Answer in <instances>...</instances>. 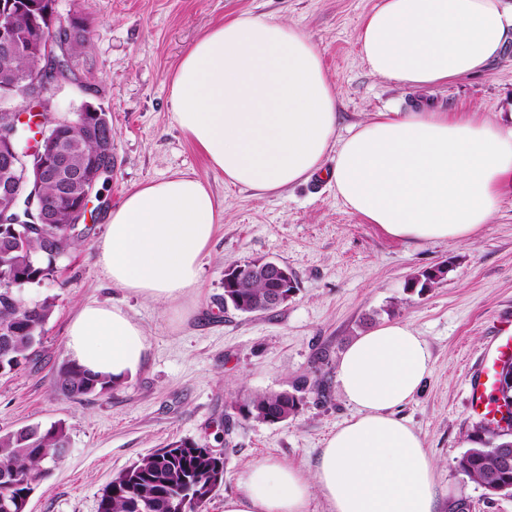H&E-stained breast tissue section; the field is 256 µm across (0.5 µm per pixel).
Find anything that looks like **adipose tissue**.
Listing matches in <instances>:
<instances>
[{
  "instance_id": "ef3b65f1",
  "label": "adipose tissue",
  "mask_w": 512,
  "mask_h": 512,
  "mask_svg": "<svg viewBox=\"0 0 512 512\" xmlns=\"http://www.w3.org/2000/svg\"><path fill=\"white\" fill-rule=\"evenodd\" d=\"M359 53L374 75L409 88L483 74L512 47V0H381L362 20ZM180 130L225 183L277 193L327 158L337 197L390 237L466 239L489 223L512 183V123L475 113L380 112L338 133V91L298 27L241 13L213 26L170 79ZM99 262L113 286L176 300L202 273L217 222L204 181L176 175L129 191L106 216ZM73 361L122 382L143 364V328L120 306L87 304L71 321ZM431 368L409 323L376 325L343 352L336 381L356 413L323 443L312 472L253 465L224 512H437L435 466L398 417Z\"/></svg>"
}]
</instances>
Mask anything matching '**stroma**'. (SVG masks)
I'll return each instance as SVG.
<instances>
[{"label": "stroma", "mask_w": 512, "mask_h": 512, "mask_svg": "<svg viewBox=\"0 0 512 512\" xmlns=\"http://www.w3.org/2000/svg\"><path fill=\"white\" fill-rule=\"evenodd\" d=\"M380 0H56L91 27L78 84L55 93L54 109L83 100L112 121L113 167L99 184L93 215L73 232L74 247L52 277L24 287L26 299L51 296L42 355L0 376V431L56 421L69 430L64 460L32 495L27 512H97L113 477L170 442L221 436L224 484L206 512H224L251 466L271 460L311 470L325 439L354 410L336 381L346 349L369 328L410 323L427 343L432 367L399 412L423 438L437 470L438 512L465 500L468 512H512V497L493 496L458 469L476 421L468 381L500 322L512 317V187L502 191L489 223L461 241L417 242L388 236L351 212L321 177L265 195L225 184L172 119L170 77L207 30L242 12L285 20L320 49L340 96L339 129L418 101L446 111L470 110L491 122L512 120V49L487 73L430 88H408L374 74L358 49L364 16ZM91 86L83 95L81 85ZM176 174L210 187L221 215L202 255L195 288L156 301L113 287L97 261L106 212L133 188ZM288 265L296 290L288 303L243 315L224 306V269L255 257ZM444 265L434 287L409 288L412 277ZM90 302L117 303L143 328L148 352L112 395L74 402L50 384L66 359L68 326ZM319 383L296 416L268 424L238 417L247 393L280 391L299 380Z\"/></svg>", "instance_id": "obj_1"}]
</instances>
